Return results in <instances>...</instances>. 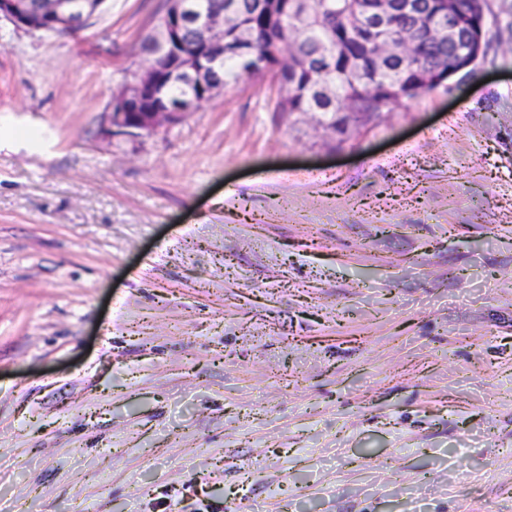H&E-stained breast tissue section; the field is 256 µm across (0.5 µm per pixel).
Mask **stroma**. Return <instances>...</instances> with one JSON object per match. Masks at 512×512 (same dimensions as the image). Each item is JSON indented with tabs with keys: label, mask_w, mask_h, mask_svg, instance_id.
<instances>
[{
	"label": "stroma",
	"mask_w": 512,
	"mask_h": 512,
	"mask_svg": "<svg viewBox=\"0 0 512 512\" xmlns=\"http://www.w3.org/2000/svg\"><path fill=\"white\" fill-rule=\"evenodd\" d=\"M340 137L242 75L106 132L165 0L0 23V507L512 512V0Z\"/></svg>",
	"instance_id": "obj_1"
}]
</instances>
